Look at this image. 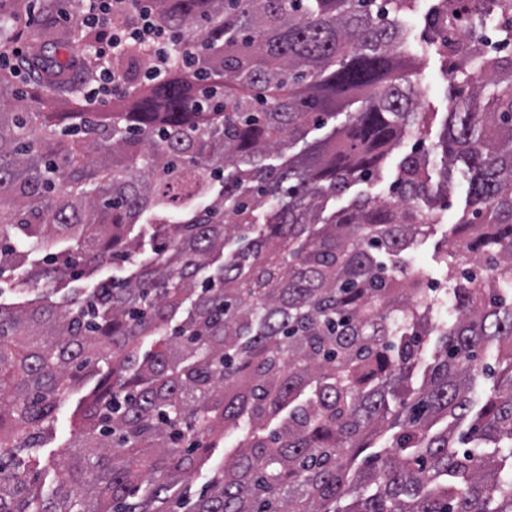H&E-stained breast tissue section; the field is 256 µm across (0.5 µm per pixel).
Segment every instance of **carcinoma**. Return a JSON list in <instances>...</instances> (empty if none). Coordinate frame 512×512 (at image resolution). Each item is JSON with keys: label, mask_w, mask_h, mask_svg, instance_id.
Listing matches in <instances>:
<instances>
[{"label": "carcinoma", "mask_w": 512, "mask_h": 512, "mask_svg": "<svg viewBox=\"0 0 512 512\" xmlns=\"http://www.w3.org/2000/svg\"><path fill=\"white\" fill-rule=\"evenodd\" d=\"M431 2L449 23L492 8L512 46V0ZM80 8L0 0V271L38 292L0 302V512H512V55L433 40L467 91L436 145L468 184V235L439 256L446 325L403 259L432 229L429 153L399 155L397 200L327 212L437 116L406 41L418 0H134L183 66L151 80L129 53L109 111L58 112L95 72L100 31L56 28ZM142 225L154 257L136 263ZM96 380L97 379L95 378L92 382L84 384L75 389L70 399L61 408L58 414L59 420L56 429L53 430V436L48 440L47 446L44 448L46 455L56 449L51 447H58L69 437L71 415L80 399L94 386Z\"/></svg>", "instance_id": "cac0c4a2"}]
</instances>
